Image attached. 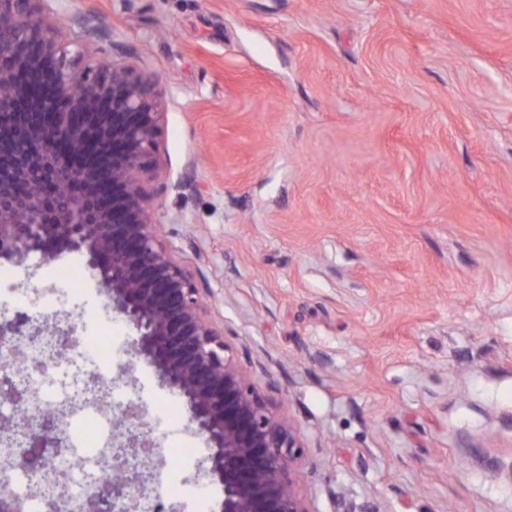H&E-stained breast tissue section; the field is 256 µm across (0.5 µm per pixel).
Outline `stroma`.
Here are the masks:
<instances>
[{
  "label": "stroma",
  "instance_id": "35a3bbf8",
  "mask_svg": "<svg viewBox=\"0 0 512 512\" xmlns=\"http://www.w3.org/2000/svg\"><path fill=\"white\" fill-rule=\"evenodd\" d=\"M159 77L154 220L224 340L309 448L317 512H512V0H43ZM32 257L0 309H57L86 350L119 313L82 256ZM130 429L217 512L205 440L129 344Z\"/></svg>",
  "mask_w": 512,
  "mask_h": 512
}]
</instances>
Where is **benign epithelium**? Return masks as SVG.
I'll return each instance as SVG.
<instances>
[{
	"label": "benign epithelium",
	"mask_w": 512,
	"mask_h": 512,
	"mask_svg": "<svg viewBox=\"0 0 512 512\" xmlns=\"http://www.w3.org/2000/svg\"><path fill=\"white\" fill-rule=\"evenodd\" d=\"M42 0H0V258L87 259L112 307L133 331L130 348L181 399L208 446L205 475L222 491L219 512H316L297 490L307 443L296 424L261 394L202 302L193 273L169 249L153 218L163 166L158 78L111 61L78 66ZM32 316L0 315V351L14 371L0 375L20 405L18 375L32 364L25 340L41 335ZM112 420V481L77 500L66 485L44 495L47 512H136L127 458L154 466L152 431ZM58 413L23 426L0 418V437L20 448L19 465L39 471L66 452ZM0 512H27L25 498L0 493Z\"/></svg>",
	"instance_id": "7a95c632"
}]
</instances>
